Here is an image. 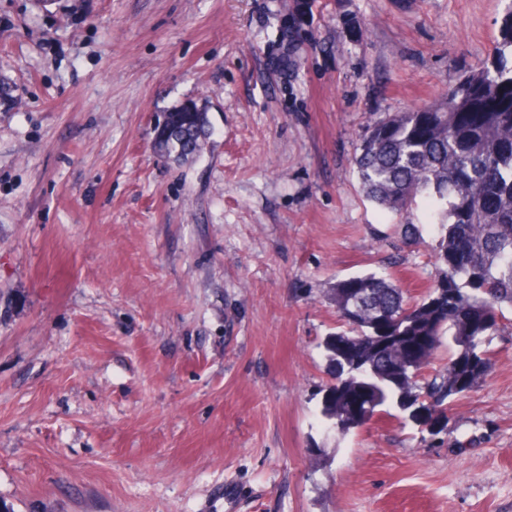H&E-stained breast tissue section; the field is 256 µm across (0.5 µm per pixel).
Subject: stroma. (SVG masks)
Masks as SVG:
<instances>
[{
	"mask_svg": "<svg viewBox=\"0 0 512 512\" xmlns=\"http://www.w3.org/2000/svg\"><path fill=\"white\" fill-rule=\"evenodd\" d=\"M0 0V501L11 512H512V323L441 439L321 415L322 295L438 269L367 201L370 122L493 53L504 0ZM212 136L164 156L173 106Z\"/></svg>",
	"mask_w": 512,
	"mask_h": 512,
	"instance_id": "1",
	"label": "stroma"
}]
</instances>
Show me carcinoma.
<instances>
[{
    "mask_svg": "<svg viewBox=\"0 0 512 512\" xmlns=\"http://www.w3.org/2000/svg\"><path fill=\"white\" fill-rule=\"evenodd\" d=\"M275 68L296 66L293 30L283 28ZM210 130L195 101L167 112L160 148L187 156ZM354 165L367 200L410 217L426 199L439 219L430 245L437 279L419 301L376 271L324 289L344 331L319 344L333 382L321 414L345 435L389 410L436 436L452 400L489 375L492 336L512 310V4L491 58L468 70L439 100L368 124ZM448 344V361L426 372Z\"/></svg>",
    "mask_w": 512,
    "mask_h": 512,
    "instance_id": "obj_1",
    "label": "carcinoma"
}]
</instances>
